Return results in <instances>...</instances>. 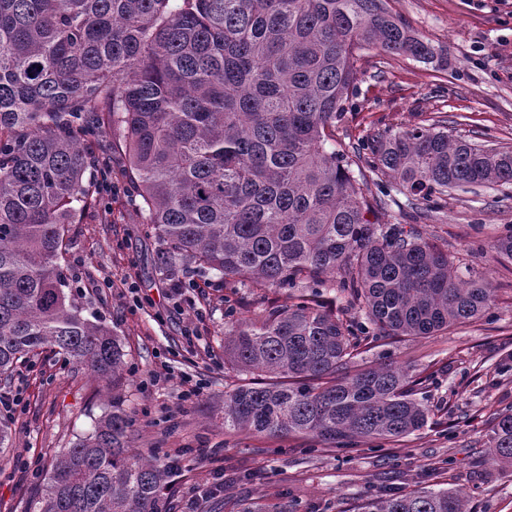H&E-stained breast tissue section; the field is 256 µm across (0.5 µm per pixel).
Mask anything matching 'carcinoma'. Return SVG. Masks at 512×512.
I'll return each mask as SVG.
<instances>
[{
  "instance_id": "carcinoma-1",
  "label": "carcinoma",
  "mask_w": 512,
  "mask_h": 512,
  "mask_svg": "<svg viewBox=\"0 0 512 512\" xmlns=\"http://www.w3.org/2000/svg\"><path fill=\"white\" fill-rule=\"evenodd\" d=\"M366 47L436 57L386 0H0V378L49 349L123 383L112 327L65 292L75 279L68 225L97 202L85 176L110 132L167 273L195 265L235 288L288 290L290 303L227 332L228 361L275 381L224 394L225 433L341 448L422 429L413 369L353 359L377 335L432 336L489 308L490 280L455 265L422 224L450 190L512 185V148L416 127L337 149ZM368 172L394 180L412 223L366 218L387 205L366 196ZM490 250L512 262V226ZM330 281L376 335L326 304ZM131 425L112 402L58 452L27 512H173L176 464L131 455ZM492 433V459L512 467V410ZM292 507L244 502L238 512ZM365 512H464V497L419 488Z\"/></svg>"
}]
</instances>
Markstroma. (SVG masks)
Segmentation results:
<instances>
[{"label":"stroma","mask_w":512,"mask_h":512,"mask_svg":"<svg viewBox=\"0 0 512 512\" xmlns=\"http://www.w3.org/2000/svg\"><path fill=\"white\" fill-rule=\"evenodd\" d=\"M405 24L448 57L447 67L364 49L356 56L357 89L345 104L336 144L348 147L385 128L411 129L438 119L455 139L512 147V0H387ZM512 225V185L453 191L424 230L463 263L488 276L495 301L481 319L425 337L378 339L362 365L390 357L425 374L418 395L429 408L421 430L393 442H361L347 452L318 440L225 434L224 394L248 383L224 356L231 318L262 306L249 288L224 287L211 274L188 271L194 287L177 299L159 264L161 242L140 223L127 192L109 207L86 211L70 225L66 260L82 257L84 291L72 299L103 315L124 344L125 384L112 394L80 366L61 368L51 353L30 356L4 385L21 388L25 404L8 415L10 448L0 453V512H25L38 489L36 470L89 434L112 409L133 419L127 446L152 459L183 450L175 512H237L241 501H294L297 512H362L371 499L419 487L451 488L470 512H512V469L489 451L491 420L512 407V265L476 254ZM132 274L136 293L121 283ZM112 277L97 290L93 281ZM233 317H225L226 308ZM202 317H195V309ZM199 334L187 346L183 331ZM169 366L204 382L202 401L181 403L175 380L151 385L150 371Z\"/></svg>","instance_id":"obj_1"}]
</instances>
